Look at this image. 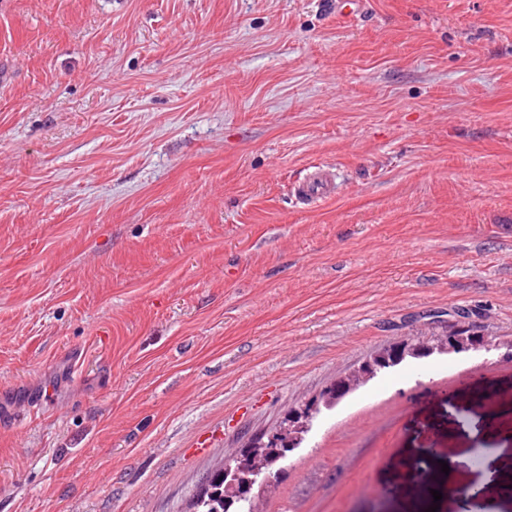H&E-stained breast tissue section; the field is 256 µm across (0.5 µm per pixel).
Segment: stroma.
Wrapping results in <instances>:
<instances>
[{
    "mask_svg": "<svg viewBox=\"0 0 512 512\" xmlns=\"http://www.w3.org/2000/svg\"><path fill=\"white\" fill-rule=\"evenodd\" d=\"M327 2L0 0V512H185L464 311L502 348L322 409L263 512H408L376 486L469 483L474 418L512 475V0ZM336 194V174L330 169L317 168L294 187V195L303 203H313ZM464 335H453L451 337V341H448V337L442 338L440 341L435 343L433 346L436 347L439 351H430L428 348H421L416 351L414 354H406L403 357L399 355L390 356V363L385 362L382 367H380L377 372L376 369L379 366L377 360L380 358L387 359V353L383 352L372 360H366L362 362L357 368L352 371L342 374L336 377V380L329 386L324 388L318 396L312 400V402H307L302 405L299 409H295L294 411L288 412V415L285 417L278 431L273 432L269 438L267 443L258 444L257 447L263 446L266 447L269 444H279L280 438L284 437L288 439V444L292 446H296L300 444L304 438V435L311 428L312 422L314 420L315 414L320 408V405L328 406L330 402L333 400V392L332 387L336 384L335 388V399L337 394V387H341L342 390L353 391L357 389L359 386L363 385L375 372V378L382 371L394 368L399 366L407 357H411L414 359L430 357L434 353L439 354H448V352L453 351H472L478 352L482 349H489L494 346H499L500 341L493 340L490 338H486L482 341V344H474L472 343L467 336L470 338L482 340L483 335L479 334L477 331L470 327L469 325H462L461 328L457 331ZM448 351V352H447ZM450 355V354H448ZM372 378V379H373ZM288 444H282L280 447L271 448L270 457H278L281 460H284L288 457L289 453H292L294 449L288 446Z\"/></svg>",
    "mask_w": 512,
    "mask_h": 512,
    "instance_id": "stroma-1",
    "label": "stroma"
}]
</instances>
